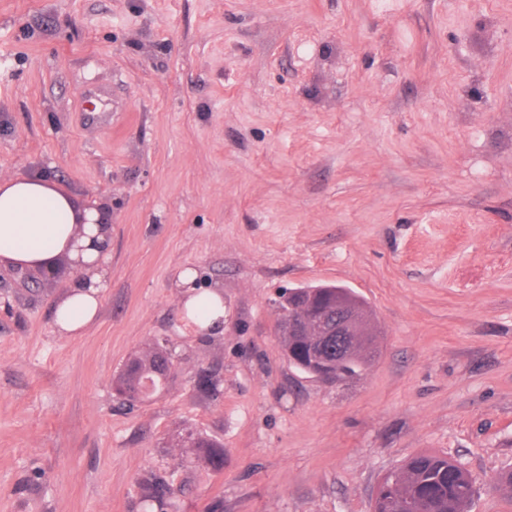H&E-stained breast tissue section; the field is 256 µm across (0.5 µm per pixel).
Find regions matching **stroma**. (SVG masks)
<instances>
[{"label": "stroma", "mask_w": 512, "mask_h": 512, "mask_svg": "<svg viewBox=\"0 0 512 512\" xmlns=\"http://www.w3.org/2000/svg\"><path fill=\"white\" fill-rule=\"evenodd\" d=\"M32 172L105 207L112 253L79 337L76 271L0 265V512H154L152 475L170 512H373L420 453L512 512V0H0V178ZM187 268L223 333L184 319ZM318 284L379 332L338 383L277 332ZM156 342L167 382L122 404ZM168 360L169 358L163 355L159 343L154 344L146 353L130 359L114 379L116 394L122 395L125 391L136 392V385L139 383L143 386L145 380H150L154 391L157 390L170 373L164 368ZM191 441L195 454L204 459L213 470H221L224 467V448L218 443L196 436L194 433H187L183 442ZM139 493L141 499L157 502L161 505L173 493V489L165 480L155 479L146 484H139Z\"/></svg>", "instance_id": "obj_1"}]
</instances>
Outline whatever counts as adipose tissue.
Instances as JSON below:
<instances>
[{
    "mask_svg": "<svg viewBox=\"0 0 512 512\" xmlns=\"http://www.w3.org/2000/svg\"><path fill=\"white\" fill-rule=\"evenodd\" d=\"M102 213L99 205L76 208L69 192L38 174L0 180V264L33 270L59 257L80 264L79 278L55 305L54 323L65 336L81 335L99 315L111 245ZM179 279L185 317L204 332H223L221 290L196 287L189 270Z\"/></svg>",
    "mask_w": 512,
    "mask_h": 512,
    "instance_id": "adipose-tissue-1",
    "label": "adipose tissue"
}]
</instances>
